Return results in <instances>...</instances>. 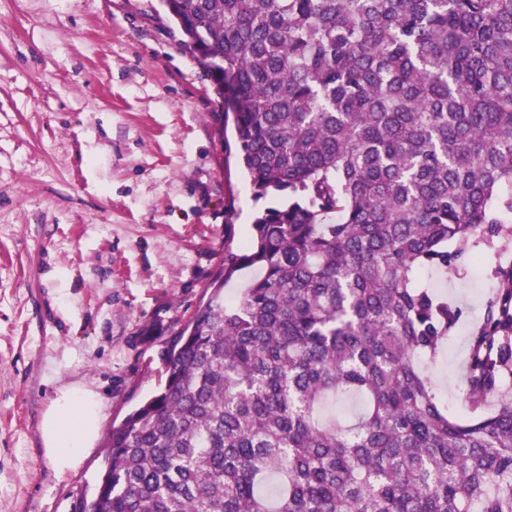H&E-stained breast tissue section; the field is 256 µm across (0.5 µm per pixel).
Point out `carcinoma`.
I'll use <instances>...</instances> for the list:
<instances>
[{"label":"carcinoma","instance_id":"cac0c4a2","mask_svg":"<svg viewBox=\"0 0 512 512\" xmlns=\"http://www.w3.org/2000/svg\"><path fill=\"white\" fill-rule=\"evenodd\" d=\"M164 2L253 199L282 202L112 424L83 509L512 512V267L471 338L467 420L426 371L458 314L417 285L477 229L512 236V0Z\"/></svg>","mask_w":512,"mask_h":512}]
</instances>
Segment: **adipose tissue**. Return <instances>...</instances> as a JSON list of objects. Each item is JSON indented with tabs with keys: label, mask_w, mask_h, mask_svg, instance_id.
<instances>
[{
	"label": "adipose tissue",
	"mask_w": 512,
	"mask_h": 512,
	"mask_svg": "<svg viewBox=\"0 0 512 512\" xmlns=\"http://www.w3.org/2000/svg\"><path fill=\"white\" fill-rule=\"evenodd\" d=\"M104 404L86 387L61 389L42 424L44 453L58 475L75 471L89 450Z\"/></svg>",
	"instance_id": "ef3b65f1"
}]
</instances>
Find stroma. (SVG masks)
Returning a JSON list of instances; mask_svg holds the SVG:
<instances>
[{
	"mask_svg": "<svg viewBox=\"0 0 512 512\" xmlns=\"http://www.w3.org/2000/svg\"><path fill=\"white\" fill-rule=\"evenodd\" d=\"M161 0H0V512H80L113 421L158 388L259 204L232 126ZM512 266L475 234L425 285L458 321L430 371L452 417L470 338ZM105 402L79 469L57 476L42 421L60 388Z\"/></svg>",
	"mask_w": 512,
	"mask_h": 512,
	"instance_id": "1",
	"label": "stroma"
}]
</instances>
